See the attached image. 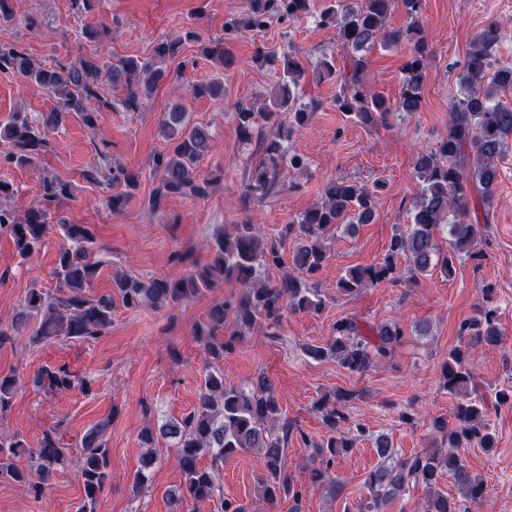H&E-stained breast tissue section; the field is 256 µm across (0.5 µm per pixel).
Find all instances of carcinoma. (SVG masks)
Listing matches in <instances>:
<instances>
[{"label": "carcinoma", "instance_id": "cac0c4a2", "mask_svg": "<svg viewBox=\"0 0 512 512\" xmlns=\"http://www.w3.org/2000/svg\"><path fill=\"white\" fill-rule=\"evenodd\" d=\"M397 7L410 18L404 31L386 29L388 16ZM421 12L422 0H326L319 9L314 0H248L245 14L232 12L227 16L224 36L219 39L207 40L195 31L186 32L183 38L165 36L157 42L152 57H127L115 63L79 56L45 68L35 65L23 47L0 44V71L26 78L64 106L62 110L54 107L42 112L35 119L15 112L1 123L0 142L9 145L4 160L33 164L47 145L48 134L70 114L85 126L94 127L101 112L115 108L105 95L108 84L125 88V97L120 100L125 111H140L158 86L170 81L166 62L181 57L185 39L196 42L200 57L224 70L233 64L228 48L231 42L242 36L256 37L274 21L288 23L308 16L338 30L345 63L336 109L348 121L372 127L386 122L392 114L411 116L421 109L432 56V47L419 24ZM501 38V30L493 24L477 35L458 75L461 97L448 105V133L434 146L416 151L413 170L421 189L414 202L413 224L395 230L383 258L348 268L336 283L339 293L351 295L368 286L399 281L401 260L414 277L434 268L450 277L454 259L469 252L481 238L478 210L487 213L494 207L498 175L495 160L512 138V107L498 99L499 93L512 90V69L489 73ZM404 42L410 48L402 68L401 90L395 100L388 101L364 81L366 52L378 43L398 47ZM253 65L260 73L276 72L277 82L267 94L236 107L237 135L258 153L257 160L247 159L242 176V199L246 205L282 192L284 171L297 175L307 171V158L290 150L288 142L296 130L311 122L318 108L314 103L298 102L295 88L304 68L292 48L278 52L261 45L255 51ZM194 93L218 98L224 95V83L218 78L210 79L197 84ZM160 129L169 147L152 159L155 186L148 204L158 209L172 196H207L218 177L201 176L198 164L215 147L210 127L190 123L180 100L175 99L167 103ZM83 178L90 183L107 179L112 195L106 204L114 215L124 212L140 186L139 173L119 166L107 171L95 165L84 171ZM13 193L12 185L0 180V233L12 238L20 256L27 258L38 252L54 222L60 224L70 241V245L59 248L54 266L59 294L31 289L24 298V308L17 314L15 327L36 320L32 336L38 340L94 339L109 332L112 298L90 300L85 296L99 265V261L90 258V233L82 224H68L56 217L61 204L72 197L71 182L58 176L43 177L41 202L22 219L3 204ZM375 216V194L341 178L329 183L320 200L300 214L297 223L285 225L276 239L265 236L257 224H232L213 235L207 244L209 258L194 264L179 279L159 277L144 281L125 274L113 277L112 286L129 309L172 308L220 283L236 284V291L214 303L207 320L195 330L214 366L204 375L197 407L180 419L164 422L156 432L173 442L176 466L183 477L178 487L166 492L170 512H185L187 503L215 496L214 475L199 466L201 455L209 454L217 464L246 450L258 453L262 460L258 486L263 501L274 505L284 497L292 502L289 512H303L304 489L295 485L288 473V440L293 426L282 418L271 381L262 374L248 387L235 385L215 366L254 329L266 328L274 337L275 329L288 313L321 312L325 300L312 276L331 254L328 241L338 228L352 230L371 223ZM444 233L448 235L446 251L439 244ZM289 236L294 237L296 245L285 259L282 243ZM272 269L282 271L281 277L266 278ZM494 294L495 288L490 284L483 289L482 303L474 316L460 323L459 344L448 352L441 366L442 387L456 399V406L454 423L443 415L430 421L431 434L440 447L405 456L383 433L371 434L360 425L349 432L345 402L353 394L339 391L333 399L323 398L317 404L326 435L316 447L320 465L309 472L311 484L323 487L332 497L338 496L344 483L332 474L335 460L353 451L367 436L378 461L364 480L367 497L359 512H386L390 503L417 487L425 491L424 512H461L458 501L442 489L446 478L464 500L484 498V480L471 472L459 449L476 445L490 453L496 448L495 434L487 422V407L475 395L469 352L479 345L497 347L502 341L498 307L491 304ZM335 331L336 336L326 345L311 346L307 354L315 359L333 357L356 374L392 357L405 335L404 328L395 322L367 332L353 317L336 321ZM33 384L59 394L71 390L80 380L62 364L37 373ZM16 389V378L0 376V412L10 406ZM107 426L104 421L92 427L76 450L63 441L60 429L44 431L39 447L29 450L35 465L33 474L14 463V458L26 451L22 441L0 438V478L25 484L29 494L39 499L59 469L69 462L84 488L85 512L95 505L111 474L109 452L103 441ZM156 433L144 431L142 442L153 444Z\"/></svg>", "mask_w": 512, "mask_h": 512}]
</instances>
